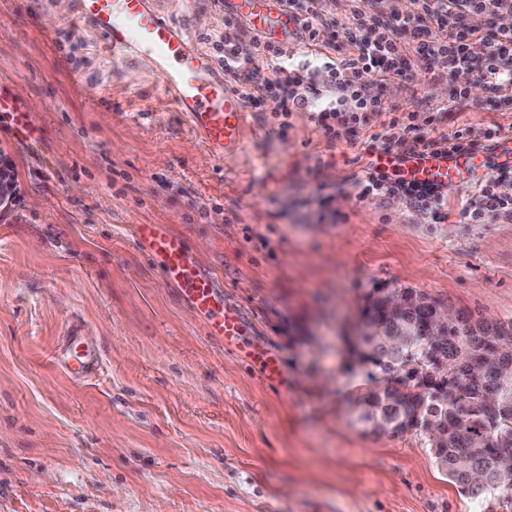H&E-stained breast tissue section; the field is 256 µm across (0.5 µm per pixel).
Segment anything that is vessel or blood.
<instances>
[{"mask_svg":"<svg viewBox=\"0 0 512 512\" xmlns=\"http://www.w3.org/2000/svg\"><path fill=\"white\" fill-rule=\"evenodd\" d=\"M227 2L245 14L257 31L289 22L277 0ZM76 10L79 19L91 23L116 62L141 57L154 61L167 104L185 116L214 160L223 161L242 150L247 127L243 99L225 82L223 66L198 48L185 28L165 16L159 0H76ZM484 158V153L464 150L412 155L400 162L391 154L379 156L382 165H399L405 180L448 189L463 185L466 174ZM139 237L166 280L204 316L209 334L234 344L242 334L240 314L225 304L213 279L195 266L183 240L157 224L140 225ZM57 360L75 377H89L100 369L98 352L75 337Z\"/></svg>","mask_w":512,"mask_h":512,"instance_id":"b4317fda","label":"vessel or blood"}]
</instances>
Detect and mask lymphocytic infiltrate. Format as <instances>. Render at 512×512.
<instances>
[{
    "label": "lymphocytic infiltrate",
    "instance_id": "lymphocytic-infiltrate-1",
    "mask_svg": "<svg viewBox=\"0 0 512 512\" xmlns=\"http://www.w3.org/2000/svg\"><path fill=\"white\" fill-rule=\"evenodd\" d=\"M323 0H286L289 17L305 43H319L327 21ZM376 0H352L350 43L355 54L339 60L313 61L306 65L289 63L287 75L268 80L249 59L238 57L234 49L224 51V72L246 77L243 96L256 111L281 114L312 111L321 118L328 140L337 141L366 123L369 114L384 110L399 112V105H384L367 95L360 83L362 73L382 79L405 76L410 65L402 58L398 40L412 45L419 60L428 62L443 78L461 70L476 72L492 89L512 87V29L497 28L485 33L465 23L466 18L512 14V0H414L412 15L386 19L375 12ZM441 35H434V27ZM408 152L441 153L450 149H477L481 143L471 128L450 136L431 137L408 127ZM512 179V169H499L487 180L463 210L469 223L482 224L491 216L512 217V197L497 193L499 182ZM363 194L412 197L418 208L435 221L445 220L448 194L436 187L406 182L399 174L379 168L366 170L359 181Z\"/></svg>",
    "mask_w": 512,
    "mask_h": 512
}]
</instances>
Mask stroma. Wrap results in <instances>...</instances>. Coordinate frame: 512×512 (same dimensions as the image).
I'll return each instance as SVG.
<instances>
[{
    "instance_id": "1",
    "label": "stroma",
    "mask_w": 512,
    "mask_h": 512,
    "mask_svg": "<svg viewBox=\"0 0 512 512\" xmlns=\"http://www.w3.org/2000/svg\"><path fill=\"white\" fill-rule=\"evenodd\" d=\"M213 59L249 42L224 0H163ZM319 56L351 53L326 0ZM75 0H0V512H487L437 468L427 438L353 423L366 370L347 350L378 288H412L459 316L512 322V218L469 224L478 192L434 223L406 196L361 195L366 143L392 115L328 141L315 114L250 112L215 162L166 109L150 60L113 62ZM365 92L512 146V89L481 85L444 111L427 64ZM141 224L182 237L244 318L239 344L203 318L142 248ZM103 366L80 382L54 356L70 334ZM275 354L287 386L260 373Z\"/></svg>"
}]
</instances>
